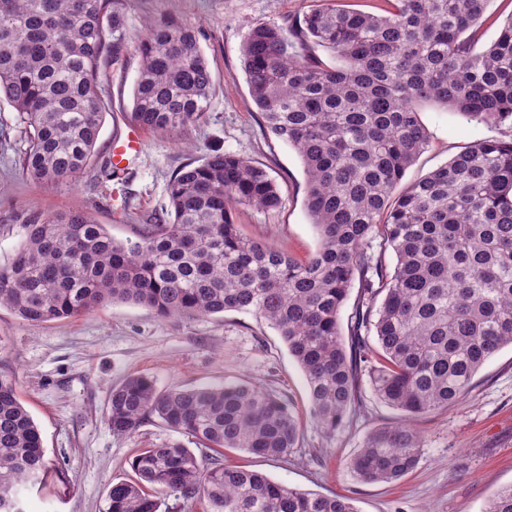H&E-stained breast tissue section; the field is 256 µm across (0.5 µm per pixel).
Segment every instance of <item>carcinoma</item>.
Returning <instances> with one entry per match:
<instances>
[{
    "mask_svg": "<svg viewBox=\"0 0 512 512\" xmlns=\"http://www.w3.org/2000/svg\"><path fill=\"white\" fill-rule=\"evenodd\" d=\"M386 2L384 15L326 6L286 25L259 22L242 44L265 134L304 164L319 236L311 257L241 233L234 208L275 210L279 188L260 164L215 151L172 175L167 204L138 225L134 242L115 240L81 210L25 225L0 267V308L28 323L115 300L163 317L252 314L300 366L327 436L364 408L363 382L404 414L366 436L347 462L354 476L390 483L412 471L423 440L408 419L459 402L485 362L512 346V17L478 51L491 0ZM117 4L0 0V102L24 124V176L56 182L88 169L109 110L100 70L125 46ZM136 50L130 122L165 133L199 123L214 77L198 31L160 18ZM424 103L511 135L479 140L401 190L430 140ZM356 280L344 336L339 315ZM153 417L212 452L209 463L178 441L141 448L135 478L109 488L107 512H160L163 494L187 504L202 497L210 512H358L349 496L303 492L221 462L228 449L267 459L296 452L297 416L275 392L243 382L160 390L146 375L112 387V434L131 435ZM48 474L39 427L1 375L0 512H25L16 509L21 491ZM487 512H512V485Z\"/></svg>",
    "mask_w": 512,
    "mask_h": 512,
    "instance_id": "1",
    "label": "carcinoma"
}]
</instances>
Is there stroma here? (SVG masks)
Returning <instances> with one entry per match:
<instances>
[{"instance_id": "1", "label": "stroma", "mask_w": 512, "mask_h": 512, "mask_svg": "<svg viewBox=\"0 0 512 512\" xmlns=\"http://www.w3.org/2000/svg\"><path fill=\"white\" fill-rule=\"evenodd\" d=\"M126 45L105 60L99 76L110 109L88 172L53 184L36 183L19 170L25 147L17 114L0 103V265L11 261L24 224L81 209L119 241L134 239L144 215L167 202L171 176L202 163L215 150L262 163L276 180L280 206L238 209L244 234L300 257L314 254L318 235L306 208L307 177L297 151L267 138L249 93L241 48L252 25L284 24L324 6L380 13L383 0H120ZM171 17L200 32L215 87L204 119L177 134L145 131L142 152L117 178L102 166L112 142L126 131L140 68L134 41L147 21ZM431 139L403 179L411 184L464 147L496 136V129L435 105L421 109ZM0 374L18 392L40 428L53 466L47 484L24 491L29 512H107L112 482L130 478L140 448L178 440L158 419L130 436L105 422L112 386L127 376L151 377L158 389L247 381L286 396L301 422L295 454L264 461L240 450L224 460L259 469L304 492L353 497L358 512H485L493 494L512 484V347L501 349L473 378L457 404L418 417L423 437L416 468L393 483H362L347 468L374 427L397 421V410L363 389V410L334 436L311 417L304 375L276 330L238 312L163 317L130 302H110L74 318L31 324L0 309Z\"/></svg>"}]
</instances>
